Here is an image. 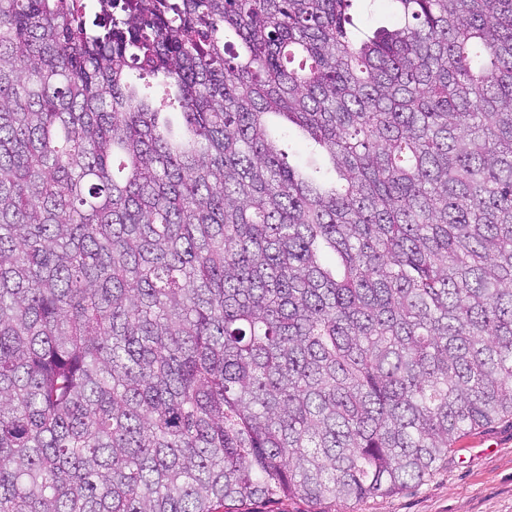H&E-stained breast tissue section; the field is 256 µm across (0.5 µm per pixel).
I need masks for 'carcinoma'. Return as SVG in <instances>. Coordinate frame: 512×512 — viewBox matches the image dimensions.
I'll return each instance as SVG.
<instances>
[{
  "instance_id": "carcinoma-1",
  "label": "carcinoma",
  "mask_w": 512,
  "mask_h": 512,
  "mask_svg": "<svg viewBox=\"0 0 512 512\" xmlns=\"http://www.w3.org/2000/svg\"><path fill=\"white\" fill-rule=\"evenodd\" d=\"M355 2L0 0V512L350 505L512 416V0ZM373 6L364 11L360 6L354 14V21L367 31H373L392 22L391 9L385 1L372 2ZM284 143L287 148L288 146L290 147V160L292 162H313L315 160L321 164L326 162L324 156L311 153V149L306 140L299 131L293 127H290L288 138H286Z\"/></svg>"
}]
</instances>
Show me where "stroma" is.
<instances>
[{
  "instance_id": "obj_1",
  "label": "stroma",
  "mask_w": 512,
  "mask_h": 512,
  "mask_svg": "<svg viewBox=\"0 0 512 512\" xmlns=\"http://www.w3.org/2000/svg\"><path fill=\"white\" fill-rule=\"evenodd\" d=\"M354 512H512V417L462 435L429 478Z\"/></svg>"
}]
</instances>
